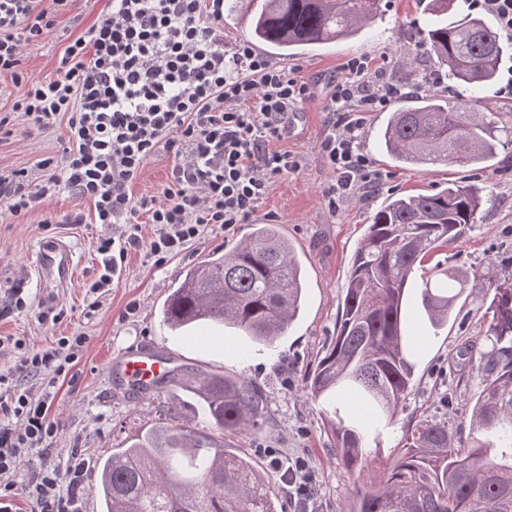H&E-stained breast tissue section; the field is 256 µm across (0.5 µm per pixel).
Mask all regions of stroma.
<instances>
[{
  "instance_id": "stroma-1",
  "label": "stroma",
  "mask_w": 512,
  "mask_h": 512,
  "mask_svg": "<svg viewBox=\"0 0 512 512\" xmlns=\"http://www.w3.org/2000/svg\"><path fill=\"white\" fill-rule=\"evenodd\" d=\"M382 21L355 39L329 48L290 58L280 64L291 77L310 85L312 97L300 104L301 117L282 141L283 149L300 159L298 170L283 176L258 205L254 221L279 225L294 244L302 261L308 287L305 310L276 343L274 350L253 351L239 331H224L221 347L187 345L161 322L160 307L177 278L207 254L236 242L250 233V224L227 230L215 229L190 242L164 265H156L146 248L129 250L119 278L101 297L96 312H88L86 290L97 277L101 257L97 240L111 235L106 224H71L67 218L83 204L70 193H61L48 208L0 220V289L16 286L25 290L29 306L0 318V336H17L37 347L50 346L57 337L79 331L87 343L78 363L66 379L47 388L44 377L27 379L35 392L50 389L59 424L53 442L58 457L81 449L90 460L107 457L113 449L127 447L131 438L146 432L172 405L171 390L142 396L132 388L116 390L108 364L116 355L136 347L168 352L177 364L221 370L251 380L268 399L270 426L265 432L225 434L224 450L249 457L278 495H285L283 470L273 465L305 460L314 476V490L307 500H292L287 512H348L354 475L332 450L324 405L305 386L306 374L324 355L335 332L347 273L358 243L375 210L394 193H434L450 182L478 185L486 203L477 223L468 225L461 238L433 255L449 266L486 276H500L512 265V146L501 148L492 167L437 163L418 169L393 162L379 143V130L386 116L378 110L364 115L361 148L381 185L367 184L352 196L328 206L326 190L333 175L323 164L317 145L327 129L326 96L334 80L344 73L348 59H370L386 79L402 73L397 61L415 51L427 16L415 0H385ZM105 0H74L60 14L53 36L30 48L24 60L27 71L38 77L53 75L68 42L96 19ZM12 136L0 144V169L32 167L36 160L62 155L67 140L65 126L47 131L31 129L22 115L11 118ZM53 218L43 227L44 218ZM61 238L70 243L78 260L77 275L59 297L64 311L58 322L41 321L43 308L34 286L33 250L42 240ZM487 295L460 298L447 324L433 327L420 304L406 311L411 334L426 342L415 357L414 387L394 422L369 434L367 450H380L382 462L373 466L379 477L382 463L401 451L408 430L422 419L449 416L468 428L464 412L471 408L479 387L471 376L468 342L485 344Z\"/></svg>"
}]
</instances>
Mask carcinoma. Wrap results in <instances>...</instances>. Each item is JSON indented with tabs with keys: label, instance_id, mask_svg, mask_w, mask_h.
Returning <instances> with one entry per match:
<instances>
[{
	"label": "carcinoma",
	"instance_id": "obj_1",
	"mask_svg": "<svg viewBox=\"0 0 512 512\" xmlns=\"http://www.w3.org/2000/svg\"><path fill=\"white\" fill-rule=\"evenodd\" d=\"M432 18L423 45L433 66L478 94L492 91L508 45L487 18L456 0H417ZM384 15L382 0H260L252 36L276 57L347 39ZM512 130L473 100L452 102L436 90L398 98L382 132L395 161L492 165ZM475 185L451 184L432 194L390 197L360 239L344 286L336 336L306 378L333 409V447L357 475L350 512H512V273L470 278L442 262L420 291L435 326L448 323L457 300L493 290L487 307L490 346L467 347L480 392L467 437L448 418L424 419L379 480L368 479L364 434L340 416L348 390L373 417L393 418L412 388L411 357L421 349L406 335L413 273L433 252L457 241L482 207ZM301 261L276 224H255L244 239L186 271L161 307L175 333L210 323L236 328L270 347L298 317L304 298ZM200 407L220 437L179 423L177 407L99 461L103 512H283L269 483L242 456L224 454V432L251 433L269 422L256 384L222 371L178 366L168 381Z\"/></svg>",
	"mask_w": 512,
	"mask_h": 512
}]
</instances>
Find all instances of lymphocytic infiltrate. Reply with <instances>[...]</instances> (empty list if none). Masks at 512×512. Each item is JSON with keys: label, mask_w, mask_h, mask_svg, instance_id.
Returning a JSON list of instances; mask_svg holds the SVG:
<instances>
[{"label": "lymphocytic infiltrate", "mask_w": 512, "mask_h": 512, "mask_svg": "<svg viewBox=\"0 0 512 512\" xmlns=\"http://www.w3.org/2000/svg\"><path fill=\"white\" fill-rule=\"evenodd\" d=\"M72 0H0V75L20 95L0 104V140L13 134V113L37 130L65 125L60 159L33 169L0 170V204L11 215L45 208L66 191L89 202L94 221L119 226L100 238L103 272L89 288L109 287L129 249L147 246L166 264L209 228L247 223L260 201L299 166L269 144L288 135V116L310 96L307 83L258 54L246 41L224 43V0H107L104 10L66 46L56 73L39 78L22 69L31 46L50 37L56 16ZM403 86L383 83L370 60L354 57L327 102L329 129L317 149L335 176L328 202L374 182L360 146L364 113L386 108ZM174 157L159 195L133 196L130 187L158 152ZM151 224L143 239V224ZM87 338L77 332L45 350L0 337L17 351L0 373V512H18L17 495L33 512H82L88 461L80 450L54 459L58 421L49 394L34 395L21 379L67 377ZM37 457L24 481L23 458Z\"/></svg>", "instance_id": "obj_1"}]
</instances>
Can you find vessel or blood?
Masks as SVG:
<instances>
[{"mask_svg":"<svg viewBox=\"0 0 512 512\" xmlns=\"http://www.w3.org/2000/svg\"><path fill=\"white\" fill-rule=\"evenodd\" d=\"M75 258L72 246L65 240L51 238L39 244L33 269L43 308L57 306L59 289L67 287L74 277ZM111 370L121 383L151 389L167 378L171 367L166 357L140 348L124 351L114 358Z\"/></svg>","mask_w":512,"mask_h":512,"instance_id":"b4317fda","label":"vessel or blood"}]
</instances>
